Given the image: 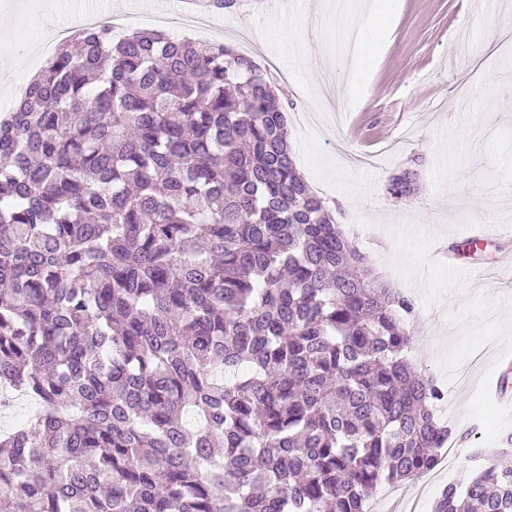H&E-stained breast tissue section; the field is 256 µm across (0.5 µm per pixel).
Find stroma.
Masks as SVG:
<instances>
[{"mask_svg": "<svg viewBox=\"0 0 512 512\" xmlns=\"http://www.w3.org/2000/svg\"><path fill=\"white\" fill-rule=\"evenodd\" d=\"M116 0H10L0 7V41L41 69L49 53L20 38L59 19ZM320 0H238L207 14V39L247 53L288 98V139L318 196L371 257L380 280L419 307L411 351L448 391L447 422L468 429L483 414L512 433V412L489 396L512 361V236H489L479 251L448 243L477 228L512 226V0H393L362 57L347 49L343 10ZM416 174L397 198L389 179ZM457 446L452 474L432 472L378 486L369 504L390 512L402 492L422 489L433 504L472 466Z\"/></svg>", "mask_w": 512, "mask_h": 512, "instance_id": "obj_1", "label": "stroma"}]
</instances>
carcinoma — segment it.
Listing matches in <instances>:
<instances>
[{
	"instance_id": "obj_1",
	"label": "carcinoma",
	"mask_w": 512,
	"mask_h": 512,
	"mask_svg": "<svg viewBox=\"0 0 512 512\" xmlns=\"http://www.w3.org/2000/svg\"><path fill=\"white\" fill-rule=\"evenodd\" d=\"M285 112L222 44L102 26L0 118V387L38 404L0 433V512H365L478 434L437 420L416 302L310 190ZM511 451L474 449L433 512H512Z\"/></svg>"
}]
</instances>
